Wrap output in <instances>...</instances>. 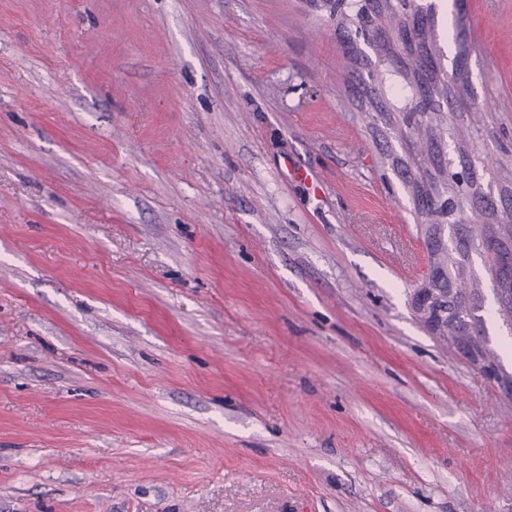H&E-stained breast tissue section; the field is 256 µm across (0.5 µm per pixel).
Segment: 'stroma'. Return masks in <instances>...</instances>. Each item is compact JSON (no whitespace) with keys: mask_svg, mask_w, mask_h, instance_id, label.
Segmentation results:
<instances>
[{"mask_svg":"<svg viewBox=\"0 0 512 512\" xmlns=\"http://www.w3.org/2000/svg\"><path fill=\"white\" fill-rule=\"evenodd\" d=\"M469 7L512 150V0ZM347 70L308 0H0V512H512Z\"/></svg>","mask_w":512,"mask_h":512,"instance_id":"35a3bbf8","label":"stroma"}]
</instances>
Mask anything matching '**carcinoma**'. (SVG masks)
<instances>
[{
  "instance_id": "cac0c4a2",
  "label": "carcinoma",
  "mask_w": 512,
  "mask_h": 512,
  "mask_svg": "<svg viewBox=\"0 0 512 512\" xmlns=\"http://www.w3.org/2000/svg\"><path fill=\"white\" fill-rule=\"evenodd\" d=\"M313 5L336 18V31L364 37L370 52L356 48L348 53L354 65L366 70L359 78L360 109L387 129L415 140L419 157L409 172L412 199L428 196L439 185H448L473 198L484 195L485 174L499 173L503 182L512 181V158L481 155L472 135L448 110V99L471 93L470 60L475 52L468 38L469 16L459 8L452 14L456 73L448 80L444 42L447 35L436 15V5L420 9L415 0H311ZM462 208L453 196L439 201L431 211L417 210L429 224L448 225V315L461 322L477 316L475 288L457 272L471 264L477 235L483 224H499L502 247L512 252V209L486 211L481 208L469 218L468 233H460L457 216Z\"/></svg>"
}]
</instances>
